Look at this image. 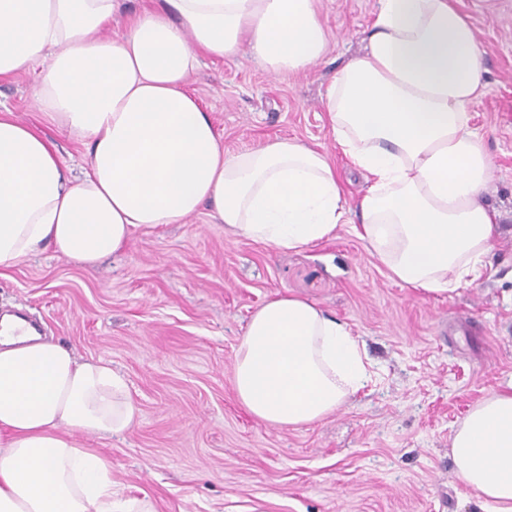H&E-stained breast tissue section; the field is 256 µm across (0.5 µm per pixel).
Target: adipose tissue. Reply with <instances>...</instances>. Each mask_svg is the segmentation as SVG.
<instances>
[{
	"label": "adipose tissue",
	"mask_w": 512,
	"mask_h": 512,
	"mask_svg": "<svg viewBox=\"0 0 512 512\" xmlns=\"http://www.w3.org/2000/svg\"><path fill=\"white\" fill-rule=\"evenodd\" d=\"M327 44L318 0H163L125 17L118 0H0V78L38 69L40 108L89 147L74 177L52 142L0 113V267L49 244L93 269L135 230L205 208L281 250L352 224L394 280L428 295L481 276L500 234L490 157L470 124L486 49L455 0H379L363 52L325 89L336 143L368 182L356 199L328 155L296 139L225 156L185 90L203 54H248L282 75ZM371 378L347 326L292 295L254 312L235 351L238 401L277 426L323 419ZM140 419L110 361H78L5 324L0 512H154L117 499L110 458L78 439ZM451 456L485 512H512V381L472 407Z\"/></svg>",
	"instance_id": "1"
}]
</instances>
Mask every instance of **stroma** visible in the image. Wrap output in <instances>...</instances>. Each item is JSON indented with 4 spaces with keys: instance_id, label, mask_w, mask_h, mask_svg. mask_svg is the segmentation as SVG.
Segmentation results:
<instances>
[{
    "instance_id": "1",
    "label": "stroma",
    "mask_w": 512,
    "mask_h": 512,
    "mask_svg": "<svg viewBox=\"0 0 512 512\" xmlns=\"http://www.w3.org/2000/svg\"><path fill=\"white\" fill-rule=\"evenodd\" d=\"M486 45L472 123L501 214L491 270L432 297L391 279L350 225L299 251L225 231L207 213L136 230L85 269L53 247L0 269V311L26 314L81 360L127 380L142 419L86 436L112 460L123 499L156 512H484L457 476L450 437L468 411L512 379V0H456ZM328 50L309 70L275 76L251 57L201 56L189 91L232 156L272 137L330 153L347 196L364 175L338 151L326 86L366 45L377 0H321ZM36 72L0 79V111L52 141L74 175L86 147L36 103ZM278 294L317 303L358 336L376 378L335 413L298 428L253 417L236 399L234 353L250 316Z\"/></svg>"
}]
</instances>
